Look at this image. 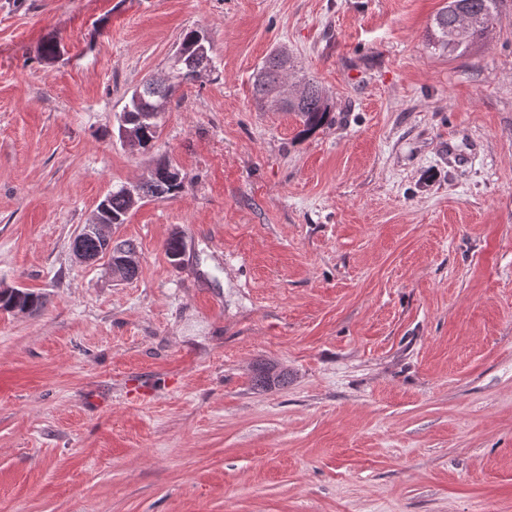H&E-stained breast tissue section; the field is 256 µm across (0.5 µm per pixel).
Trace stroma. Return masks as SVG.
Returning <instances> with one entry per match:
<instances>
[{
    "label": "stroma",
    "mask_w": 512,
    "mask_h": 512,
    "mask_svg": "<svg viewBox=\"0 0 512 512\" xmlns=\"http://www.w3.org/2000/svg\"><path fill=\"white\" fill-rule=\"evenodd\" d=\"M444 3L0 0V285L45 298L0 311V512H512V0L460 56ZM187 29L216 68L130 151ZM276 48L310 136L254 100ZM162 156L184 191L110 230L138 277L77 263ZM203 31L198 29L186 30L182 33L179 50L182 53L180 63L177 64V81L172 88L156 86L151 79L145 80L139 89H136L122 113L127 116V127L136 132L138 148L135 151L148 152L154 149L160 137V123L158 119H151L150 112L160 99L168 103L175 92L183 84L194 83L199 80L198 66L207 59L213 62L210 55L211 46ZM305 87V94L298 100L283 104L286 112H294L302 125L299 135H308L325 125L330 116L331 107L325 90L316 82L308 80L301 82ZM274 366H262L257 369L254 377V385L258 389L266 390L276 386H283L288 383V373L284 370L275 371L270 374Z\"/></svg>",
    "instance_id": "obj_1"
}]
</instances>
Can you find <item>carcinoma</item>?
Wrapping results in <instances>:
<instances>
[{
	"mask_svg": "<svg viewBox=\"0 0 512 512\" xmlns=\"http://www.w3.org/2000/svg\"><path fill=\"white\" fill-rule=\"evenodd\" d=\"M494 0H448L433 18L430 27L429 41L432 47L448 55H461L471 44L478 42L489 34L493 21L487 15L493 10ZM466 13L472 18V25L465 40L458 42L457 26L459 15ZM182 53L177 64V81L172 88L156 86L152 80H145L135 90L123 113L127 116V127L135 130L138 150L148 152L154 149L160 137V123L150 118L151 108L157 101L164 103L171 100L175 92L184 84L199 80L198 66L205 60L212 61L211 46L207 38L201 36L198 29L186 30L182 33L179 45ZM294 69V60L286 55L272 53L258 67L254 82V96L258 104L280 96V84L284 71ZM305 94L298 100L283 106L287 112H293L302 125L300 134L308 135L325 125L330 116L331 107L325 90L316 82H303ZM185 187V175L169 159L162 158L155 164L149 180L141 183L136 194H131L127 185L120 184L112 188L101 201L103 209L97 210L98 220L102 223L123 224L127 215L146 198L171 200L179 197ZM15 304L21 311H33L41 304V296L33 291L17 289ZM288 383V372L279 370L271 372V367L262 366L257 369L254 385L266 390Z\"/></svg>",
	"mask_w": 512,
	"mask_h": 512,
	"instance_id": "carcinoma-1",
	"label": "carcinoma"
}]
</instances>
